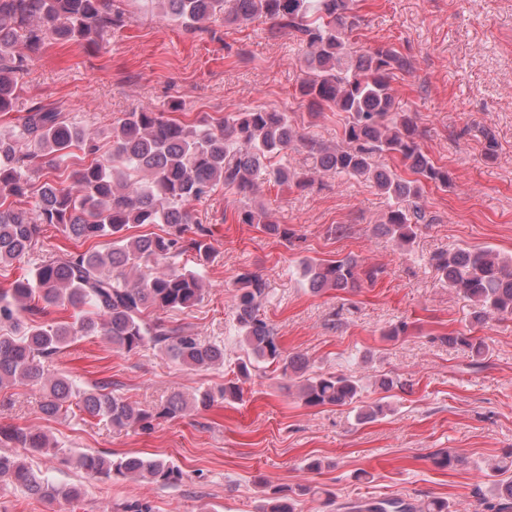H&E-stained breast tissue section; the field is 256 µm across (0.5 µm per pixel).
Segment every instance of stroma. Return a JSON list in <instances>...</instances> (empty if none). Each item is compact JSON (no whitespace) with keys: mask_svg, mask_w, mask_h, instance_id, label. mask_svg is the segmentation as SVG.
Instances as JSON below:
<instances>
[{"mask_svg":"<svg viewBox=\"0 0 512 512\" xmlns=\"http://www.w3.org/2000/svg\"><path fill=\"white\" fill-rule=\"evenodd\" d=\"M354 9L363 19L362 45L390 42L410 58V74L394 83L396 101L413 115L424 152L450 178L448 188L426 187V222L413 243L401 247L375 232L390 201L359 177L321 172L305 191L262 184L257 200L294 229L289 242L233 222L236 197L217 187L194 206L211 230L205 295L174 319L223 344V366L192 371L150 348L127 354L102 337L78 336L54 368L85 387L112 382L142 408L176 392L189 397L217 387L243 355L235 280L250 270L267 282L261 313L288 354L304 356L319 374L355 373L364 401L385 399L387 415L360 423L348 406H305L278 374L262 368L243 383L239 401L191 409L143 433L80 412L46 416L41 392L16 386L0 392L1 426L36 429L62 450L160 456L179 465L185 481L162 489L128 478L91 480L61 454H37L30 458L34 468L56 482L82 484L81 502L32 499L3 485L0 507L7 512H103L108 502L135 499L150 501L155 512H260L270 487L299 491L297 512H333L327 489L343 499L392 496L414 504L442 497L455 512H490L473 489L512 452V318L475 323L469 302L448 288L430 258L453 247L512 255V0H354ZM213 28L193 35L161 13L137 11L96 47L47 41L22 81L17 108L0 112V133L29 107L58 106L95 128L108 150L112 127L126 112L178 101L184 112L215 117L277 108L317 140L339 141L342 113L310 116L296 93L303 76L296 38H269L262 20L241 27L219 20ZM487 127L499 144L490 161ZM347 255L383 268L376 285L310 292L303 261ZM401 321L409 334L386 339ZM456 332L481 337L487 352L474 359L439 342V335ZM384 376L407 382V389L381 391ZM441 448L457 456L453 468L433 465L430 456ZM312 459L322 460V470H308Z\"/></svg>","mask_w":512,"mask_h":512,"instance_id":"35a3bbf8","label":"stroma"}]
</instances>
